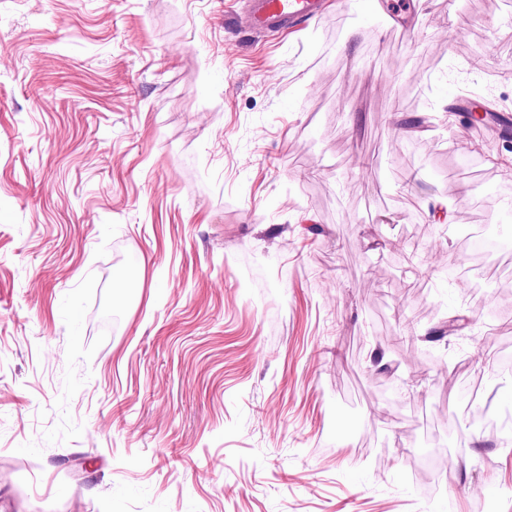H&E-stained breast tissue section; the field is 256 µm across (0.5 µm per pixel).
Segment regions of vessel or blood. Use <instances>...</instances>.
Segmentation results:
<instances>
[{
  "instance_id": "1",
  "label": "vessel or blood",
  "mask_w": 512,
  "mask_h": 512,
  "mask_svg": "<svg viewBox=\"0 0 512 512\" xmlns=\"http://www.w3.org/2000/svg\"><path fill=\"white\" fill-rule=\"evenodd\" d=\"M328 8V0H247L244 28L254 38L285 35L303 29L319 19ZM457 115L464 132L480 131L495 137L512 133V114L499 113L495 123H487L484 109L473 101H458Z\"/></svg>"
}]
</instances>
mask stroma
<instances>
[{
    "label": "stroma",
    "instance_id": "stroma-1",
    "mask_svg": "<svg viewBox=\"0 0 512 512\" xmlns=\"http://www.w3.org/2000/svg\"><path fill=\"white\" fill-rule=\"evenodd\" d=\"M242 9L0 0V512H512L462 397L512 406V323L433 206L512 238V141L448 122L512 113V0ZM327 0H247L244 30L253 38L298 32L327 10Z\"/></svg>",
    "mask_w": 512,
    "mask_h": 512
}]
</instances>
